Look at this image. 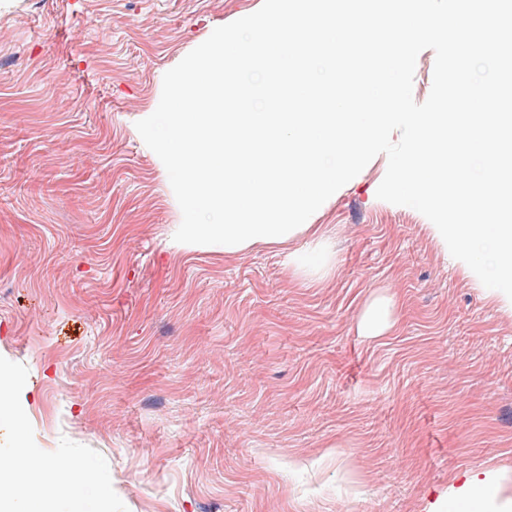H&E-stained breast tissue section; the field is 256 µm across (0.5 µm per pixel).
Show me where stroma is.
Instances as JSON below:
<instances>
[{
  "mask_svg": "<svg viewBox=\"0 0 512 512\" xmlns=\"http://www.w3.org/2000/svg\"><path fill=\"white\" fill-rule=\"evenodd\" d=\"M263 0H0V449L87 466L96 512H430L494 469L512 496V312L377 198L380 154L278 247H180L136 124L164 74ZM393 297L392 326L361 335ZM390 307V299L379 298L374 300L361 317V334L368 337L382 336L389 329ZM0 382L6 385V391L0 393V416H12L15 413V401L20 384L7 369H0Z\"/></svg>",
  "mask_w": 512,
  "mask_h": 512,
  "instance_id": "35a3bbf8",
  "label": "stroma"
}]
</instances>
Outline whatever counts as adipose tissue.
I'll list each match as a JSON object with an SVG mask.
<instances>
[{
    "label": "adipose tissue",
    "instance_id": "obj_1",
    "mask_svg": "<svg viewBox=\"0 0 512 512\" xmlns=\"http://www.w3.org/2000/svg\"><path fill=\"white\" fill-rule=\"evenodd\" d=\"M64 469L73 475L72 484L67 486L57 481ZM85 477L82 461L34 455L25 444H18L0 453V512H19L23 501L31 498L36 501V512H60L64 504L69 512H86L81 496ZM500 483L501 476L495 470L466 472L449 483L447 497L435 504L433 512H449L453 507L464 512H512V497L487 494L488 488Z\"/></svg>",
    "mask_w": 512,
    "mask_h": 512
}]
</instances>
